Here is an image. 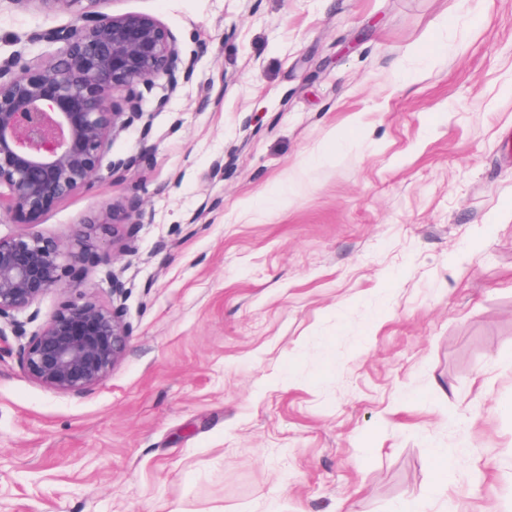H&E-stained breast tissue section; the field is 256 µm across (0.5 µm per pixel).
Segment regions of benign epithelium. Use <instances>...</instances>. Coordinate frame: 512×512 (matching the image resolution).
I'll use <instances>...</instances> for the list:
<instances>
[{"mask_svg": "<svg viewBox=\"0 0 512 512\" xmlns=\"http://www.w3.org/2000/svg\"><path fill=\"white\" fill-rule=\"evenodd\" d=\"M15 2L35 3L47 15L66 11L73 24L43 33L64 43L47 65L17 56L0 60V217L20 215L27 225L0 235V354L16 357L39 385L78 395L107 380L124 357L131 336L120 305L125 283L107 256L102 273L111 284L108 302L80 297L41 322L37 304L62 282L63 257L82 261L93 225H112L116 239L120 226L136 222L140 212L135 205H114L84 224L68 246L34 227L49 208L103 172L137 162L108 159L112 140L142 116L136 86L164 79L174 92L182 59L175 36L160 20L115 13L112 0ZM192 67L184 64L183 78ZM11 335L26 340L15 348Z\"/></svg>", "mask_w": 512, "mask_h": 512, "instance_id": "7a95c632", "label": "benign epithelium"}]
</instances>
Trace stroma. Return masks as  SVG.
I'll return each instance as SVG.
<instances>
[{
	"label": "stroma",
	"mask_w": 512,
	"mask_h": 512,
	"mask_svg": "<svg viewBox=\"0 0 512 512\" xmlns=\"http://www.w3.org/2000/svg\"><path fill=\"white\" fill-rule=\"evenodd\" d=\"M112 8L193 74L37 226L142 200L38 304L106 302L107 254L133 332L81 395L0 360V512H512V0ZM70 22L0 0V58Z\"/></svg>",
	"instance_id": "35a3bbf8"
}]
</instances>
